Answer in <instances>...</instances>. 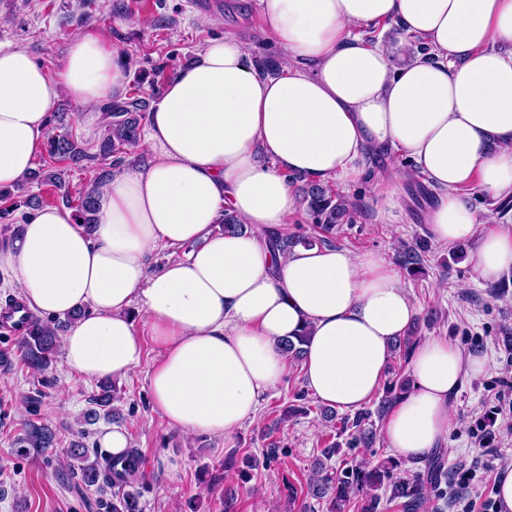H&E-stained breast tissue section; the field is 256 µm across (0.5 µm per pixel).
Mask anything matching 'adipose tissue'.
Masks as SVG:
<instances>
[{
	"instance_id": "1",
	"label": "adipose tissue",
	"mask_w": 512,
	"mask_h": 512,
	"mask_svg": "<svg viewBox=\"0 0 512 512\" xmlns=\"http://www.w3.org/2000/svg\"><path fill=\"white\" fill-rule=\"evenodd\" d=\"M260 3L263 33L283 52L279 74L263 73L237 34L208 41L152 102L143 161L114 166L100 188L94 232L63 205L0 231V273L21 305L70 321L60 338L68 374L124 377L150 338L153 409L187 436L227 438L254 421L288 375L285 340L305 328L307 389L328 406L362 408L418 314L377 253L270 247L267 232L298 213L289 176L348 187L369 154L403 152L433 192V239L474 242L478 280L512 271V230L493 228L466 194H512V0ZM379 23L423 52L397 64L393 46L360 35ZM126 71L102 33L73 37L53 76L27 49L0 47V189L22 182L44 151L62 98L106 122L98 107ZM406 177L396 165L379 177L377 223L398 222ZM228 212L244 232H218ZM486 365L443 336L418 344L413 388L383 429L390 448L413 462L438 450L452 394Z\"/></svg>"
}]
</instances>
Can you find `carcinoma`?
Returning a JSON list of instances; mask_svg holds the SVG:
<instances>
[{
	"mask_svg": "<svg viewBox=\"0 0 512 512\" xmlns=\"http://www.w3.org/2000/svg\"><path fill=\"white\" fill-rule=\"evenodd\" d=\"M145 102L135 98L115 99L106 105L110 121L105 125L98 153H87L75 139L70 136L57 135L47 141L46 158L42 167L33 171L28 183L41 185L50 183L57 190L61 203L74 210L76 220L87 228L95 224L96 187L86 189L77 195L69 192L65 173L69 167H84L91 161L98 162V183H103L110 174L107 167L112 161L122 160V154L136 147L140 139L141 111ZM300 203L310 213L319 228V236L308 237L288 236L279 231L268 233L269 244L274 249L286 251L303 243L313 246L325 243L335 235L336 226L350 216L354 203L345 195H341L329 186L309 183L302 189ZM41 201L36 196L16 195L10 191L0 192V221L9 224L14 220V213L25 207L30 210L39 208ZM428 248L427 242L421 238L411 245H404L399 250V263L413 269L421 264L422 253ZM20 360L23 365L34 372H41L51 365L56 348L58 331L62 322L45 321L29 315L21 323ZM418 343L416 330L409 331L407 336L394 344L393 351L399 357L408 359ZM410 389V381L405 378L398 384L387 386L386 395L381 399L377 413L383 414L391 408ZM112 382L102 381L97 391L90 398L91 407L84 413V423L92 425L100 419L112 420ZM343 430L350 431V440L365 448L375 441V432L366 426V417L358 415L354 420L344 419ZM57 442V433L40 419L28 421L22 444L25 448L42 451L52 448ZM67 469L71 474L80 477L87 486L104 489L107 486L116 488L112 493V512H140V496L136 485L140 478V458L136 451H129L124 458L100 464L98 460H90L88 449L80 441L71 444L68 454ZM316 479L312 483V493L328 503V512H350L352 505H357V512H378L381 497L378 490L386 488L392 500L402 501L404 512H419L426 503V485L438 486V478L443 473L440 458L429 461L427 478L393 477L391 467L385 463L374 466L355 464L339 471H333L320 461L316 464Z\"/></svg>",
	"mask_w": 512,
	"mask_h": 512,
	"instance_id": "obj_1",
	"label": "carcinoma"
}]
</instances>
